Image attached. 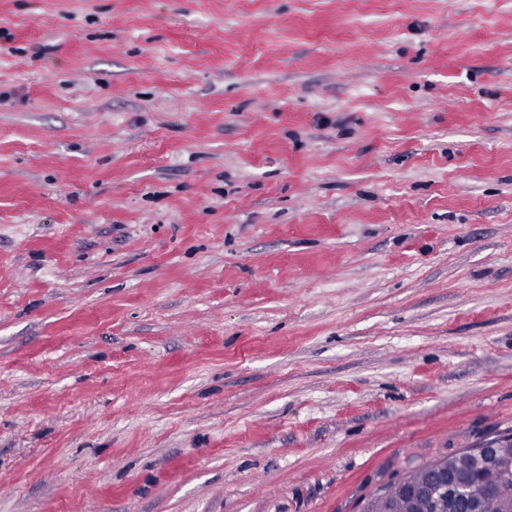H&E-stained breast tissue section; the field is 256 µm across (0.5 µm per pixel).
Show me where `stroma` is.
I'll return each mask as SVG.
<instances>
[{
    "label": "stroma",
    "instance_id": "stroma-1",
    "mask_svg": "<svg viewBox=\"0 0 512 512\" xmlns=\"http://www.w3.org/2000/svg\"><path fill=\"white\" fill-rule=\"evenodd\" d=\"M512 435V0H0V512H361ZM426 465H419L406 473L405 480L390 482L364 500V512H419L418 504L406 493L403 483L420 481L426 475Z\"/></svg>",
    "mask_w": 512,
    "mask_h": 512
}]
</instances>
